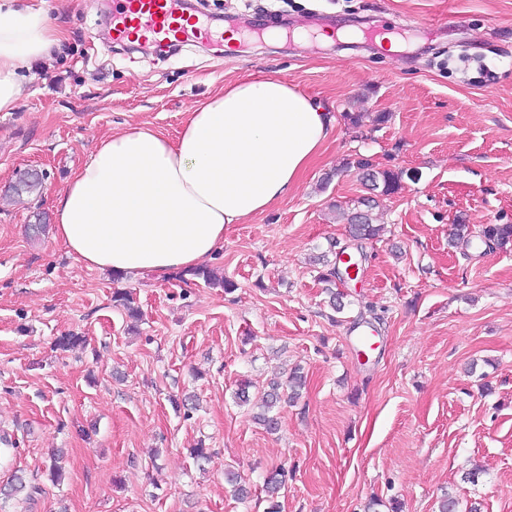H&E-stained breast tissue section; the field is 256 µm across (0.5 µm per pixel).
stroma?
<instances>
[{"label": "stroma", "instance_id": "obj_1", "mask_svg": "<svg viewBox=\"0 0 512 512\" xmlns=\"http://www.w3.org/2000/svg\"><path fill=\"white\" fill-rule=\"evenodd\" d=\"M65 39L0 112V482L38 488L5 512H436L446 491L512 512V242L449 246L455 224H512V0H198L206 18L246 13L289 25L439 32L393 54L333 45L213 40L143 54L102 38L112 0H47ZM279 74L336 118L287 198L224 230L208 265L235 289L178 275L120 278L74 260L52 234L59 191L97 142L130 124L176 137L224 85ZM362 114L360 124L352 115ZM402 176L373 196L354 159ZM44 175L15 200L18 170ZM376 197L385 231L353 240L337 208ZM361 253L356 279L325 283L317 256ZM143 311L131 326L116 291ZM344 308L333 311L331 292ZM370 330L374 349L354 341ZM87 344L63 352L57 336ZM306 387L281 429L254 421L274 372ZM250 381L249 404L237 403ZM193 394L197 409L169 398ZM205 441L215 454L194 460ZM66 473L52 483L53 449ZM234 467L251 493L235 499ZM482 467L477 482L465 481ZM285 469L276 504L265 476Z\"/></svg>", "mask_w": 512, "mask_h": 512}]
</instances>
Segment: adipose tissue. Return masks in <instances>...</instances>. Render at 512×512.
I'll list each match as a JSON object with an SVG mask.
<instances>
[{
    "label": "adipose tissue",
    "instance_id": "adipose-tissue-1",
    "mask_svg": "<svg viewBox=\"0 0 512 512\" xmlns=\"http://www.w3.org/2000/svg\"><path fill=\"white\" fill-rule=\"evenodd\" d=\"M63 30L37 0H0V112ZM334 119L287 80L242 79L189 112L176 139L147 125L101 139L58 195L54 237L88 268L163 277L203 265L224 229L285 198Z\"/></svg>",
    "mask_w": 512,
    "mask_h": 512
}]
</instances>
